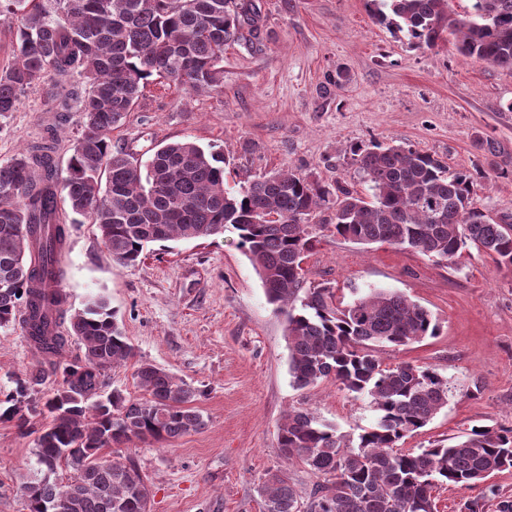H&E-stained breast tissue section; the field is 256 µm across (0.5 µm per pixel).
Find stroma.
<instances>
[{
    "label": "stroma",
    "mask_w": 512,
    "mask_h": 512,
    "mask_svg": "<svg viewBox=\"0 0 512 512\" xmlns=\"http://www.w3.org/2000/svg\"><path fill=\"white\" fill-rule=\"evenodd\" d=\"M257 31L241 30L224 51L222 92L186 93L152 79L113 142L149 151L185 138L223 153L224 184L293 167L331 183L353 179L349 145L396 140L433 154L449 172L480 170L477 193L492 216H512V69L461 56L455 46L411 47L377 25L364 0H252ZM348 80L322 88L336 71ZM79 112H53L44 90L27 92L0 117V164L56 130L60 159L78 137ZM491 140L496 151L480 150ZM255 149L243 151V142ZM312 284L351 301L371 288L397 291L427 308L437 336L383 346L384 366L435 368L448 381V404L400 447L415 452L450 443L473 427L512 428V266L470 248L441 265L414 249L363 246L325 235L305 261ZM61 286L72 309L104 295L135 348L108 370L109 389L135 393L134 371L147 362L202 392L207 425L169 444L128 449L146 475L151 512H262L257 488L287 469L299 494L316 479L286 463L277 444L288 407L355 436L377 412L369 397L333 381L299 390L288 373L284 319L239 245L236 230L207 240L152 245L139 265L118 268L90 221L68 227ZM20 329L0 328V392L37 367ZM0 423V512H25L16 493L32 462L33 434Z\"/></svg>",
    "instance_id": "35a3bbf8"
}]
</instances>
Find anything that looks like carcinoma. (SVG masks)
<instances>
[{
	"label": "carcinoma",
	"instance_id": "1",
	"mask_svg": "<svg viewBox=\"0 0 512 512\" xmlns=\"http://www.w3.org/2000/svg\"><path fill=\"white\" fill-rule=\"evenodd\" d=\"M365 4L376 23L417 48L451 36L462 56L512 68V0H471L455 17L449 0ZM0 16L16 26L14 60L0 69V116L42 86L55 111L75 103L83 118L65 166L51 130L0 164V328L27 327L45 360L0 399V422L21 432L30 417L44 419L17 486L27 512H150L139 465L103 450L170 443L206 426L195 406L200 392L153 364L135 370L139 394L104 392L107 370L134 349L103 296L64 325L58 255L70 213L96 225L121 268L135 267L151 244L206 240L232 227L284 315L293 386L333 380L371 398L377 420L355 439L302 407L288 410L278 448L318 482L304 499L286 471L267 473L258 489L263 512H431L437 484L470 489L512 467V428L477 427L447 446L398 450L448 404V381L428 367H384L376 348L432 337L437 323L409 297L382 289L345 304L333 288L307 285L303 267L325 231L446 263L472 246L511 265L512 217L496 220L478 207L472 173L450 175L440 158L403 142L356 143L348 154L367 195L292 168L232 190L223 154L192 140L161 142L145 160L112 144L153 76L188 93L223 90L224 49L243 23H255L250 0H0ZM75 74L87 83L77 98L68 88ZM73 337L82 353L69 359ZM49 378L52 388L30 401Z\"/></svg>",
	"mask_w": 512,
	"mask_h": 512
}]
</instances>
